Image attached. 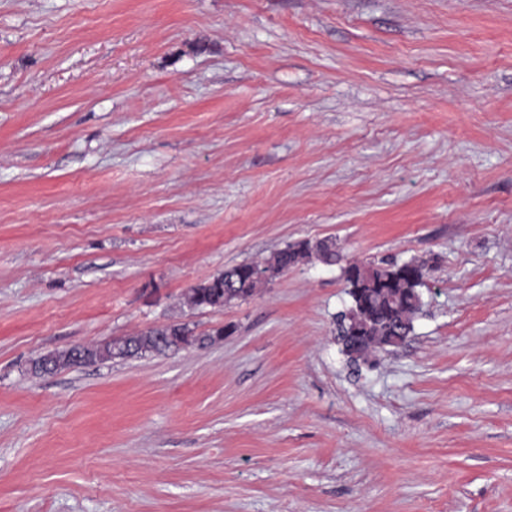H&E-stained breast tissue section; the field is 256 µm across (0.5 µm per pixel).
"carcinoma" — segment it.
I'll return each mask as SVG.
<instances>
[{"instance_id": "obj_1", "label": "carcinoma", "mask_w": 512, "mask_h": 512, "mask_svg": "<svg viewBox=\"0 0 512 512\" xmlns=\"http://www.w3.org/2000/svg\"><path fill=\"white\" fill-rule=\"evenodd\" d=\"M312 255L327 264L340 259V251L332 240H322L314 246L301 242L278 251L264 264L236 265L190 288L187 304L192 308H222L234 300L245 299L258 285L268 281L262 272L275 276ZM423 278L424 267L413 261L402 264L355 261L347 267L345 281L352 307L337 322V335L352 360L376 348L397 347L406 340L422 307L418 288L423 285ZM208 339V335L195 337L186 326L176 324L93 346L86 350L84 362L94 364L115 356L164 352L193 342L203 347ZM72 365L74 361L62 352L42 357L34 364V371L52 372Z\"/></svg>"}]
</instances>
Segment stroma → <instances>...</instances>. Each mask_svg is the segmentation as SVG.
Returning <instances> with one entry per match:
<instances>
[{
	"mask_svg": "<svg viewBox=\"0 0 512 512\" xmlns=\"http://www.w3.org/2000/svg\"><path fill=\"white\" fill-rule=\"evenodd\" d=\"M349 260L426 265L356 368ZM0 512H512V0H0ZM313 254L327 264L336 263L340 259V251L332 240H322L314 246L308 242L287 246L264 264L236 265L211 280L190 288L186 296L187 304L191 308H221L234 300L246 299L258 285L269 280L260 273L269 271L272 278ZM160 336L165 338L164 342H160ZM208 339H211L210 335L195 337L185 325L176 324L162 329L149 330L137 336L128 337L122 342L113 341L91 346L86 350L82 364L112 360V357L115 356L131 357L139 353L164 352L193 342L204 347Z\"/></svg>",
	"mask_w": 512,
	"mask_h": 512,
	"instance_id": "1",
	"label": "stroma"
}]
</instances>
